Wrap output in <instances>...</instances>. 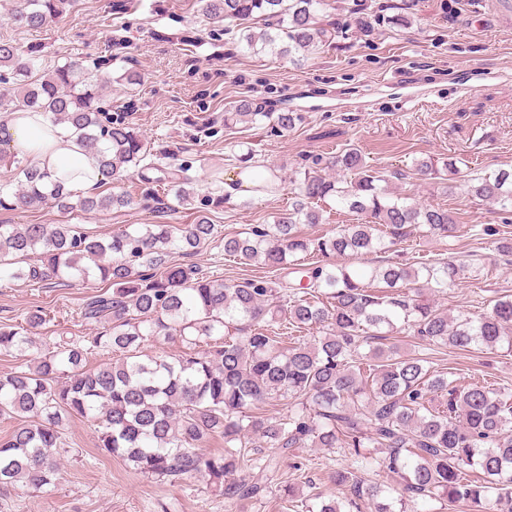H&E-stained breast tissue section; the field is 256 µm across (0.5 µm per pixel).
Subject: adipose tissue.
I'll list each match as a JSON object with an SVG mask.
<instances>
[{"instance_id": "obj_1", "label": "adipose tissue", "mask_w": 512, "mask_h": 512, "mask_svg": "<svg viewBox=\"0 0 512 512\" xmlns=\"http://www.w3.org/2000/svg\"><path fill=\"white\" fill-rule=\"evenodd\" d=\"M0 142L26 154L39 169L53 177L67 176L69 189L93 190L101 178L96 163L80 150L73 128L51 126L42 113H11L0 121Z\"/></svg>"}]
</instances>
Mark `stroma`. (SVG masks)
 I'll return each mask as SVG.
<instances>
[{
	"instance_id": "stroma-1",
	"label": "stroma",
	"mask_w": 512,
	"mask_h": 512,
	"mask_svg": "<svg viewBox=\"0 0 512 512\" xmlns=\"http://www.w3.org/2000/svg\"><path fill=\"white\" fill-rule=\"evenodd\" d=\"M407 0H328L327 28L347 23L345 37L331 38L303 61L255 54L197 10L195 0H77L63 17L29 31L0 15V40L36 48L42 70L72 61L107 79V116L137 128L147 143V177L129 172L112 182L129 191L131 207L100 214L65 215L53 205L0 210V224H75L106 237L128 224H152L159 207L171 204L167 179L189 177L199 197H223L211 209L213 237L182 256L203 274L227 282L262 275L257 266L224 253V238L254 224L272 223L286 212L294 187L289 176L348 145L382 172L411 171L415 160H468L472 172L512 170V13L502 0H408L410 24H395ZM140 80L129 85L123 73ZM268 112L301 113L288 132L224 125L240 102ZM253 152L256 165L274 166L283 183L263 195L247 191L230 198L224 186L239 173L237 158ZM389 187L447 209L460 226L457 236L425 240L411 235L400 260L456 259L475 262L441 299L450 314L478 315L492 300L512 295V260L496 249V235L512 238V215L471 199L463 187L413 174ZM104 282L64 287L51 282L0 279V326L21 327L28 312L43 308L46 323L36 336L95 335L82 323L83 304L108 291ZM433 368L453 373L459 384L480 382L512 389V352L506 348L462 351L444 346L431 354ZM66 448L49 491L18 483L0 487V512H306L302 500L338 494L332 476L351 467L344 448H300L277 471L259 462L239 478L267 488L263 497L229 506L197 476L169 482L143 477L99 447L97 428L77 415L61 426Z\"/></svg>"
}]
</instances>
